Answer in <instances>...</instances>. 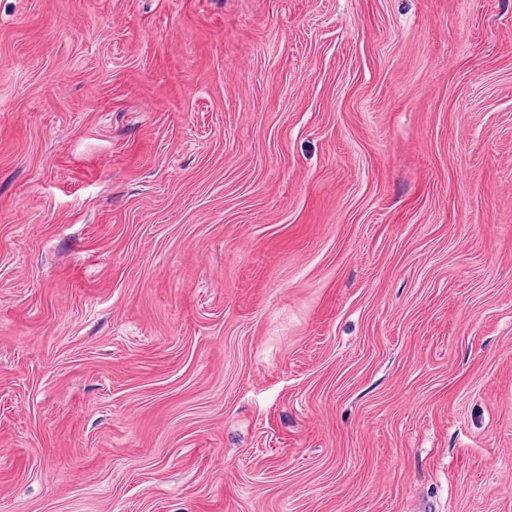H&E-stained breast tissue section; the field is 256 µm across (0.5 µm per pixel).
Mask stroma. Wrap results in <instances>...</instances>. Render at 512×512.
Listing matches in <instances>:
<instances>
[{
	"label": "stroma",
	"instance_id": "stroma-1",
	"mask_svg": "<svg viewBox=\"0 0 512 512\" xmlns=\"http://www.w3.org/2000/svg\"><path fill=\"white\" fill-rule=\"evenodd\" d=\"M0 512H512V0H0Z\"/></svg>",
	"mask_w": 512,
	"mask_h": 512
}]
</instances>
